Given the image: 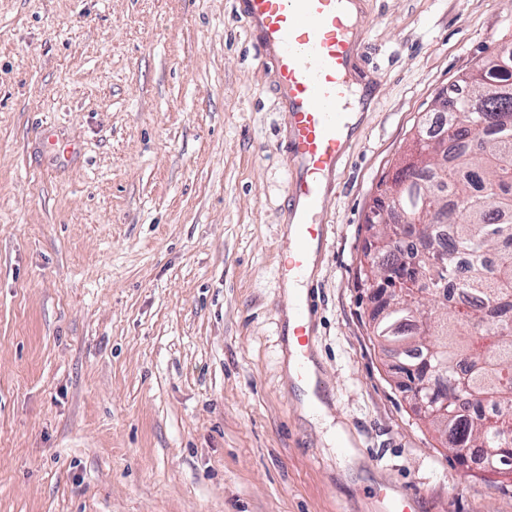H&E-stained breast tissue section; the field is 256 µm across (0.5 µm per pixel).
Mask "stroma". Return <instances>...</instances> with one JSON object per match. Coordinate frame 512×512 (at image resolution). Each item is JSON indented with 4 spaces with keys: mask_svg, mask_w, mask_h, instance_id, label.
<instances>
[{
    "mask_svg": "<svg viewBox=\"0 0 512 512\" xmlns=\"http://www.w3.org/2000/svg\"><path fill=\"white\" fill-rule=\"evenodd\" d=\"M374 106L324 210L289 363L290 174L234 0H0V512H512L398 386L356 271L437 93L512 43V0H358ZM300 288L301 286L298 282H286L285 291H284V303L286 308V314L288 317V334L289 336H295L296 343L299 349L300 359L308 357L310 352L311 340L310 337L314 336L312 321H311V309L314 305L315 298L314 292L311 290L313 288H317V285L314 283L309 285V291L305 295L304 302L297 307L296 314L293 318L288 316V313L292 312L294 307L299 303L300 300ZM295 339L293 338V343H290V348L292 350V361L291 363H295L298 354L296 352Z\"/></svg>",
    "mask_w": 512,
    "mask_h": 512,
    "instance_id": "1",
    "label": "stroma"
}]
</instances>
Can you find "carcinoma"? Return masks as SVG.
Instances as JSON below:
<instances>
[{
	"instance_id": "cac0c4a2",
	"label": "carcinoma",
	"mask_w": 512,
	"mask_h": 512,
	"mask_svg": "<svg viewBox=\"0 0 512 512\" xmlns=\"http://www.w3.org/2000/svg\"><path fill=\"white\" fill-rule=\"evenodd\" d=\"M447 119L437 130L418 127L422 171L398 196L395 210L420 215L417 241L426 287L443 312L424 303L384 309L372 334L405 362L418 349L432 352L444 414L430 419L453 447L474 448L483 471L512 479V462L498 450L512 446V47L481 61L448 85ZM403 251L381 246L359 265L357 281L392 279L406 270ZM429 320L416 330L417 316ZM497 407L492 418L473 416L482 401Z\"/></svg>"
}]
</instances>
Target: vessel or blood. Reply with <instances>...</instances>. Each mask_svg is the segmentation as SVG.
<instances>
[{
  "mask_svg": "<svg viewBox=\"0 0 512 512\" xmlns=\"http://www.w3.org/2000/svg\"><path fill=\"white\" fill-rule=\"evenodd\" d=\"M348 0H235L250 34L275 74L281 112L287 118L290 190L286 223L294 241L284 244L281 280L301 277L315 246L324 242L323 207L350 148L348 121L357 99L353 88L358 53L357 22ZM315 298L306 293L288 321L300 357H308Z\"/></svg>",
  "mask_w": 512,
  "mask_h": 512,
  "instance_id": "b4317fda",
  "label": "vessel or blood"
}]
</instances>
